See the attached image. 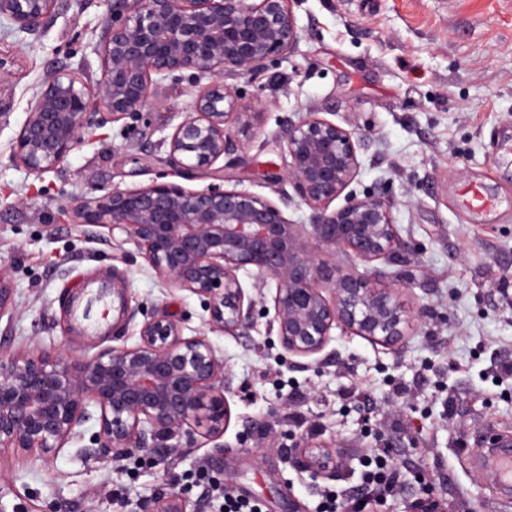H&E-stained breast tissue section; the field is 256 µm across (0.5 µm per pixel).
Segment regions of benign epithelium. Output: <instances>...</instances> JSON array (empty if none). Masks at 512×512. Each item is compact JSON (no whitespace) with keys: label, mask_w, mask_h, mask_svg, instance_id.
I'll return each mask as SVG.
<instances>
[{"label":"benign epithelium","mask_w":512,"mask_h":512,"mask_svg":"<svg viewBox=\"0 0 512 512\" xmlns=\"http://www.w3.org/2000/svg\"><path fill=\"white\" fill-rule=\"evenodd\" d=\"M291 0H112L101 46L100 77L89 82L59 67L40 83L34 106L16 134L13 160L35 175L59 166L80 140L92 106L118 122L158 103L152 76L176 73L208 82L193 93L191 112L167 140L168 157L187 178L215 176L240 148L235 125L257 117L242 111L232 78L260 75L299 39ZM57 0H0V15L21 32L42 28ZM363 136L308 112L285 126L288 157L282 180L311 210L309 227L290 222L286 197H261L235 185L196 190L174 182L120 189L85 198L72 211L77 224L105 225L135 241L147 264L170 286L206 302L209 326L235 334L250 328L256 301H244L238 272L251 269L277 282L274 322L290 356L320 353L332 330L385 345L405 336L416 312L401 289L370 270L345 273L321 263L318 252L347 253L365 265L413 251L399 232L389 200L347 195L357 177ZM223 165L215 167L218 161ZM127 275L112 269V333L139 310ZM224 359L205 336H184L182 322L157 307L133 345L106 346L89 358L60 352L0 356V450L23 460H49L78 448L95 420L94 453L118 459L169 441L224 436L229 422ZM314 478L338 468L329 447L309 441L294 449ZM0 512H46L0 478ZM155 512H186L171 493Z\"/></svg>","instance_id":"1"}]
</instances>
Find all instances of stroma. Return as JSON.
Listing matches in <instances>:
<instances>
[{"label":"stroma","instance_id":"obj_1","mask_svg":"<svg viewBox=\"0 0 512 512\" xmlns=\"http://www.w3.org/2000/svg\"><path fill=\"white\" fill-rule=\"evenodd\" d=\"M299 41L265 74L239 80L241 104L260 113L236 131L242 144L223 177L185 181L168 161L167 139L190 112L192 81L155 79L161 104L137 123L88 113L82 142L58 167L30 174L12 144L45 74L60 65L101 73L106 0H58L40 31H18L0 16V269L12 309L0 317V352L43 350L90 356L112 342V320L89 307L113 268L130 281L131 304L166 307L188 336H208L229 371L231 417L223 438L196 437L175 448L121 461L77 455L21 463L0 455V474L20 493L57 512H151L179 490L192 512H221L172 473L205 465L263 512H320L326 490L348 495L365 456L389 450L405 483L371 497L365 512H416L414 475L432 478L438 512H512L497 481L473 461L491 435H512V0H292ZM318 112L365 138L362 169L350 193L394 204L404 260L372 269L426 306L402 341L386 346L341 330L319 355L286 362L268 317L247 334L211 331L200 299L166 284L136 245L106 227L72 223L82 199L119 187L186 182L204 189L224 180L277 198L287 168L280 134L286 120ZM476 187L490 207L466 208ZM70 304L73 333L59 324ZM334 443L335 479H312L288 451L304 438ZM122 496H113L115 488Z\"/></svg>","mask_w":512,"mask_h":512}]
</instances>
